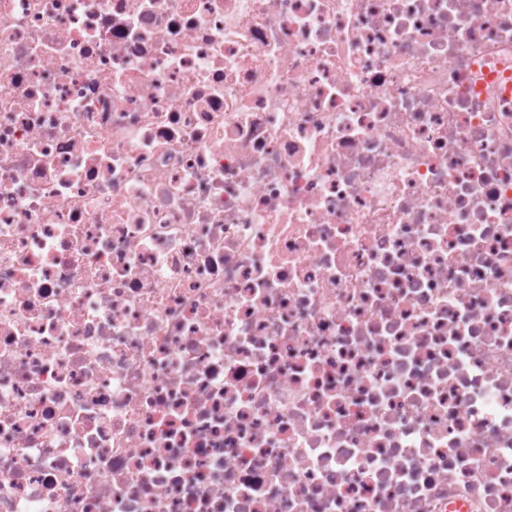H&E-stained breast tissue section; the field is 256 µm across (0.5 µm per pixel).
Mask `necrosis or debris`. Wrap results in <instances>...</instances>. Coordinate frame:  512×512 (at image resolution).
I'll use <instances>...</instances> for the list:
<instances>
[{"label":"necrosis or debris","mask_w":512,"mask_h":512,"mask_svg":"<svg viewBox=\"0 0 512 512\" xmlns=\"http://www.w3.org/2000/svg\"><path fill=\"white\" fill-rule=\"evenodd\" d=\"M0 512H512V0H0Z\"/></svg>","instance_id":"1"}]
</instances>
